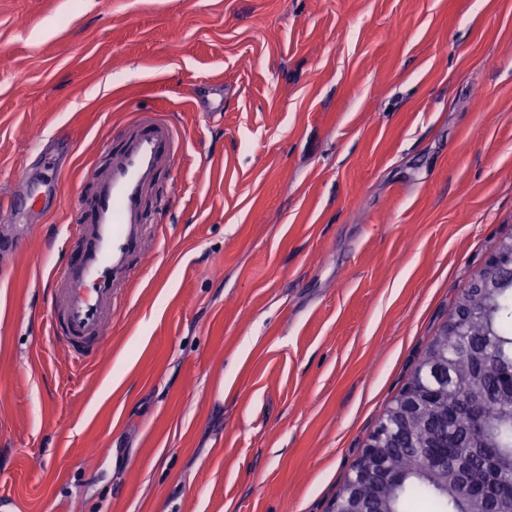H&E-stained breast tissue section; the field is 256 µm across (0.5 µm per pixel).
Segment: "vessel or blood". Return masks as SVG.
Returning <instances> with one entry per match:
<instances>
[{"instance_id":"b4317fda","label":"vessel or blood","mask_w":512,"mask_h":512,"mask_svg":"<svg viewBox=\"0 0 512 512\" xmlns=\"http://www.w3.org/2000/svg\"><path fill=\"white\" fill-rule=\"evenodd\" d=\"M177 122L136 113L107 168L97 175L92 200L75 196L71 208L87 215L71 233L80 245L71 260L50 271L49 302L55 339L82 360L96 359L111 321L117 289L141 274L147 232L145 200L160 168L174 164Z\"/></svg>"}]
</instances>
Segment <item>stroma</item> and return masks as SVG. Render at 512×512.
Returning a JSON list of instances; mask_svg holds the SVG:
<instances>
[{"label": "stroma", "mask_w": 512, "mask_h": 512, "mask_svg": "<svg viewBox=\"0 0 512 512\" xmlns=\"http://www.w3.org/2000/svg\"><path fill=\"white\" fill-rule=\"evenodd\" d=\"M145 111L166 226L99 360L49 333L67 204L0 209V512H332L512 235V0H0V198L91 197Z\"/></svg>", "instance_id": "35a3bbf8"}]
</instances>
